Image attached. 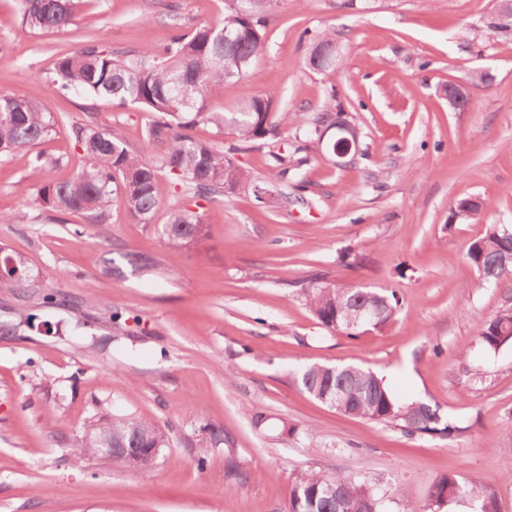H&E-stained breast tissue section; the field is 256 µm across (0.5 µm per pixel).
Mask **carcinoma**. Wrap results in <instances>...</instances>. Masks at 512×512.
Here are the masks:
<instances>
[{"instance_id": "cac0c4a2", "label": "carcinoma", "mask_w": 512, "mask_h": 512, "mask_svg": "<svg viewBox=\"0 0 512 512\" xmlns=\"http://www.w3.org/2000/svg\"><path fill=\"white\" fill-rule=\"evenodd\" d=\"M224 21L198 25L189 33H174L160 52L138 54L112 52L96 42H87L71 52L58 54L48 68L51 89L87 93L115 106L135 105L152 114L146 131V145L140 151L128 149L116 131L99 129L93 122L71 127L76 145L83 151L86 165L71 179L45 183L38 196L41 204L62 213L87 216L91 223L106 221L112 202L118 200L138 224L153 221L161 201L156 193L159 170H165L184 186L185 193L208 202L222 201L239 187L255 191L260 187L283 195L280 184L288 182V139L273 122L272 97L265 95L238 106L232 112L209 108L211 90L221 85L228 90L241 77L254 72L258 59L267 51L263 17L255 4L261 0H230ZM76 0H20L22 28L45 34L74 24ZM327 57H336V32L323 31L312 38L307 65L326 71ZM298 128L314 139L319 129L334 126L346 117L340 112H324L316 122H308L302 112L294 113ZM209 121L232 128L239 144L224 149L197 140L193 127ZM56 119L39 100L16 92L0 91V157L30 148L50 137ZM267 139L282 142L271 154V172L263 180L253 178L237 164L235 155ZM168 221L163 235L170 247H182L204 231L202 214L178 200L167 205ZM476 269V287L496 286L512 275V226L490 224L486 233L472 241L466 252ZM0 263L13 264L0 278V289L20 301L18 321L3 326L6 332L39 330L32 310L53 300L43 293L42 284L27 275L26 263L0 249ZM312 314L326 328L354 337L360 328L349 325L348 312L368 307L376 316L370 331L381 330L396 316L400 298L394 291L375 292L346 286L318 285L306 295ZM483 349L498 352L512 344V307L506 306L488 319L479 336ZM297 383L314 400L327 393H341L338 413L379 423L392 424L410 437L451 439L461 432L456 422L440 412V407L423 401L397 399L386 379L369 368L336 365L304 367ZM112 435L118 448H167L170 433L156 422L132 415L96 413L90 417L80 442L72 451L97 456L94 440ZM398 488L359 479L343 472L303 470L296 474L288 512H344L354 501L365 512H390ZM476 499L477 512H499L494 490L476 479L461 480L454 475L440 477L431 487L421 512H443L451 503Z\"/></svg>"}]
</instances>
